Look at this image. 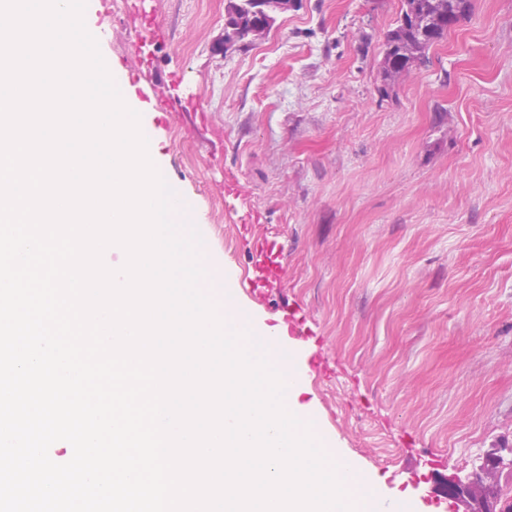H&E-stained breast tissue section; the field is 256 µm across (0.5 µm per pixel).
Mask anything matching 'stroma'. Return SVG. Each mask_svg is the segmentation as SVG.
Returning a JSON list of instances; mask_svg holds the SVG:
<instances>
[{
    "label": "stroma",
    "instance_id": "obj_1",
    "mask_svg": "<svg viewBox=\"0 0 512 512\" xmlns=\"http://www.w3.org/2000/svg\"><path fill=\"white\" fill-rule=\"evenodd\" d=\"M225 6L112 0L99 49L166 97L141 122L169 126L158 165L209 259L235 279L281 241L283 285L235 297L260 327L303 309L311 419L385 505L434 512L438 479L512 448V0H473L387 94L402 0H298L222 54Z\"/></svg>",
    "mask_w": 512,
    "mask_h": 512
}]
</instances>
